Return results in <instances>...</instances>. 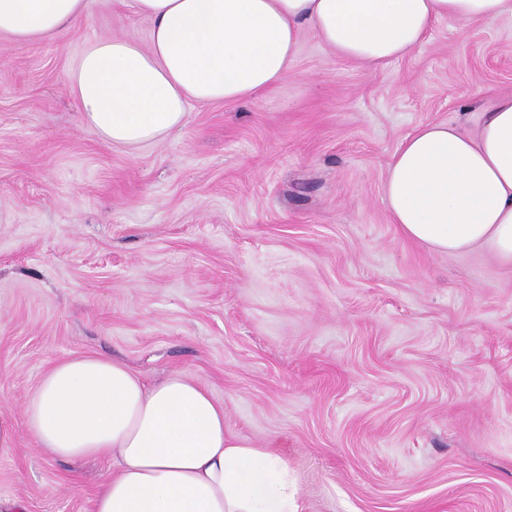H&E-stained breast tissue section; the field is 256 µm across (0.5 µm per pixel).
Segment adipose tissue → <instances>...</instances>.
Here are the masks:
<instances>
[{
	"instance_id": "adipose-tissue-1",
	"label": "adipose tissue",
	"mask_w": 512,
	"mask_h": 512,
	"mask_svg": "<svg viewBox=\"0 0 512 512\" xmlns=\"http://www.w3.org/2000/svg\"><path fill=\"white\" fill-rule=\"evenodd\" d=\"M85 9V0H0V38L54 37ZM134 9L152 24L149 48L101 39L68 73L86 127L119 147L161 139L190 103L234 104L275 88L302 26L338 58L378 66L419 48L438 21L512 16V0H134ZM384 197L405 238L512 262V95H489L473 133L436 123L405 136ZM24 415L49 459L111 462L94 512H303L287 461L228 434L223 404L180 372L149 384L106 357L64 360Z\"/></svg>"
}]
</instances>
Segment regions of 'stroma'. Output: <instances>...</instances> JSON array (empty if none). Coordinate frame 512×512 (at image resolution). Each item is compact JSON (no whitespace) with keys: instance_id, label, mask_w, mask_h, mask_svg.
Masks as SVG:
<instances>
[{"instance_id":"stroma-1","label":"stroma","mask_w":512,"mask_h":512,"mask_svg":"<svg viewBox=\"0 0 512 512\" xmlns=\"http://www.w3.org/2000/svg\"><path fill=\"white\" fill-rule=\"evenodd\" d=\"M86 2L62 37L0 40V496L93 512L109 462L47 459L24 403L100 355L207 388L304 512H512V264L403 238L383 195L408 133L512 95V17L439 21L374 69L303 31L278 88L124 148L83 126L67 73L151 23Z\"/></svg>"}]
</instances>
